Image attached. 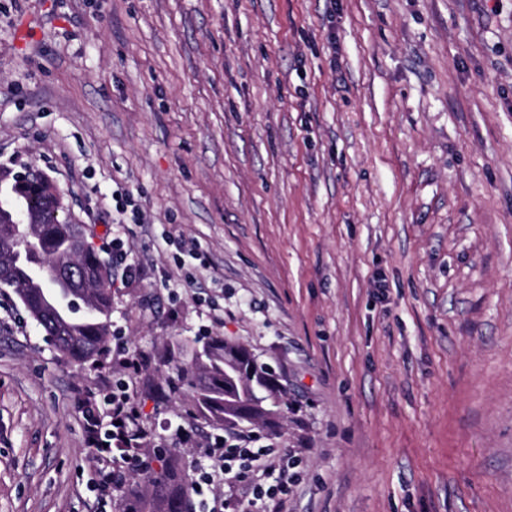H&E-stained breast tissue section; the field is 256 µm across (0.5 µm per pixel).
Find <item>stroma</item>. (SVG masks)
<instances>
[{"label":"stroma","mask_w":512,"mask_h":512,"mask_svg":"<svg viewBox=\"0 0 512 512\" xmlns=\"http://www.w3.org/2000/svg\"><path fill=\"white\" fill-rule=\"evenodd\" d=\"M27 168L128 239L148 362L63 357L0 290V512H90L80 401L119 378L148 466L205 465L177 367L212 336L284 386L283 512H512V0H0Z\"/></svg>","instance_id":"35a3bbf8"}]
</instances>
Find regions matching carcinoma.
I'll use <instances>...</instances> for the list:
<instances>
[{"mask_svg": "<svg viewBox=\"0 0 512 512\" xmlns=\"http://www.w3.org/2000/svg\"><path fill=\"white\" fill-rule=\"evenodd\" d=\"M13 194L23 207L43 214L34 243L20 254L0 250V266L8 268V277L19 286L16 294L24 308L38 311L49 304L43 290L58 291L68 298L73 291L62 281L50 283L44 280L48 273L46 263L53 258L67 256L74 247L71 225L57 223L52 217L56 204L38 190L21 191L12 188ZM84 276L88 279L105 278L101 288L91 289L85 307L74 303L68 310L53 309V318L45 328L53 337L55 349L63 356L89 362L98 359L107 346L111 335L112 281L111 269L105 260L87 250L80 259ZM237 349L218 336L194 350L192 364L179 368L180 378L193 392L197 413L208 421H224V399L235 400L247 407L259 410L258 421L273 427L280 414L281 390L277 389L275 376L260 367L242 387L224 388V356ZM166 463L161 471L147 477L145 486L129 489L121 506V512H174L189 504L188 485L179 457L170 449H164Z\"/></svg>", "mask_w": 512, "mask_h": 512, "instance_id": "cac0c4a2", "label": "carcinoma"}]
</instances>
